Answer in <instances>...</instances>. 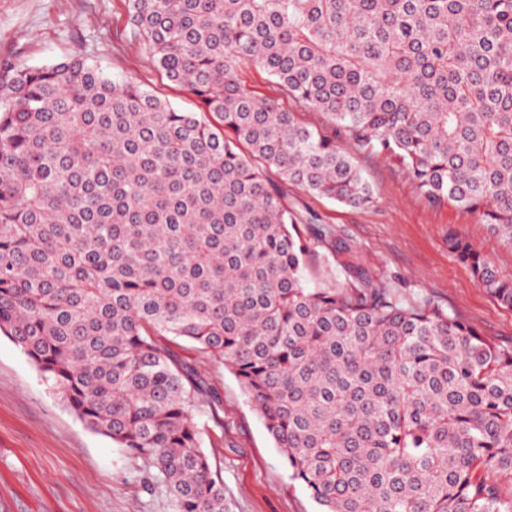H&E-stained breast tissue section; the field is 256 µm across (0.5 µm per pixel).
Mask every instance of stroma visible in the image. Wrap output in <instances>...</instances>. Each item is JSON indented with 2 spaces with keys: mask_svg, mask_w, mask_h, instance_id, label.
Returning a JSON list of instances; mask_svg holds the SVG:
<instances>
[{
  "mask_svg": "<svg viewBox=\"0 0 512 512\" xmlns=\"http://www.w3.org/2000/svg\"><path fill=\"white\" fill-rule=\"evenodd\" d=\"M74 56L111 78L136 79L180 110L196 109L131 40L125 0H0V68L46 66ZM353 160L373 189V205L352 208L291 185L289 206L313 211L339 229L374 274L512 346V310L489 296L449 251L448 231H460L507 280L512 246L475 216L429 204L393 161L361 154ZM171 350L222 397L221 406L199 405L191 415L223 479L226 512H319L307 488L292 479L234 374L189 342L178 341ZM0 512H173L152 472L89 430L1 334Z\"/></svg>",
  "mask_w": 512,
  "mask_h": 512,
  "instance_id": "stroma-1",
  "label": "stroma"
}]
</instances>
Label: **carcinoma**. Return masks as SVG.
<instances>
[{
    "instance_id": "obj_1",
    "label": "carcinoma",
    "mask_w": 512,
    "mask_h": 512,
    "mask_svg": "<svg viewBox=\"0 0 512 512\" xmlns=\"http://www.w3.org/2000/svg\"><path fill=\"white\" fill-rule=\"evenodd\" d=\"M125 2L199 111L84 58L0 76V333L174 512L225 505L190 414L222 400L170 336L231 370L321 512H512V347L379 280L286 192L374 203L340 135L512 244V0ZM448 250L512 309L454 229ZM321 254L350 282L309 287ZM240 78L261 97H281L279 87L275 80L265 72L253 66L243 67L240 72Z\"/></svg>"
}]
</instances>
